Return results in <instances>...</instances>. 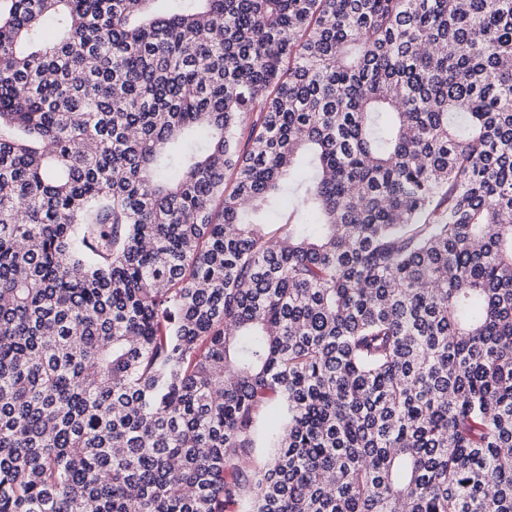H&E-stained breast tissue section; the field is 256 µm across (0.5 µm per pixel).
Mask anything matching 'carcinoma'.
I'll list each match as a JSON object with an SVG mask.
<instances>
[{
  "label": "carcinoma",
  "mask_w": 512,
  "mask_h": 512,
  "mask_svg": "<svg viewBox=\"0 0 512 512\" xmlns=\"http://www.w3.org/2000/svg\"><path fill=\"white\" fill-rule=\"evenodd\" d=\"M155 2L0 0V512H512V0ZM271 414H262L256 422L257 432V445L253 453L254 467H261L268 458L269 448L266 446V438L271 433L270 431Z\"/></svg>",
  "instance_id": "obj_1"
}]
</instances>
